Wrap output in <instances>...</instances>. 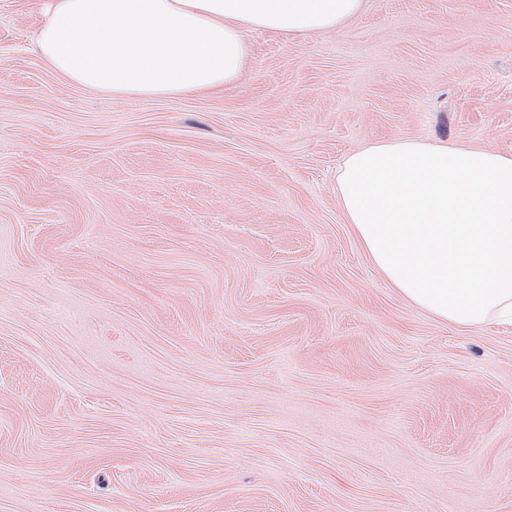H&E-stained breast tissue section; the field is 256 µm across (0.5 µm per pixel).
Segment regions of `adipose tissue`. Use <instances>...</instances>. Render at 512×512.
Instances as JSON below:
<instances>
[{"label": "adipose tissue", "instance_id": "ef3b65f1", "mask_svg": "<svg viewBox=\"0 0 512 512\" xmlns=\"http://www.w3.org/2000/svg\"><path fill=\"white\" fill-rule=\"evenodd\" d=\"M365 0H48L36 35L59 76L119 96L174 97L231 85L245 34L342 27ZM336 197L362 252L439 322L512 323V155L394 139L347 154Z\"/></svg>", "mask_w": 512, "mask_h": 512}]
</instances>
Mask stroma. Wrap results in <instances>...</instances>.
<instances>
[{"mask_svg":"<svg viewBox=\"0 0 512 512\" xmlns=\"http://www.w3.org/2000/svg\"><path fill=\"white\" fill-rule=\"evenodd\" d=\"M0 0V512H512V325L371 267L335 192L398 138L512 154V0L246 35L233 85L82 88Z\"/></svg>","mask_w":512,"mask_h":512,"instance_id":"35a3bbf8","label":"stroma"}]
</instances>
